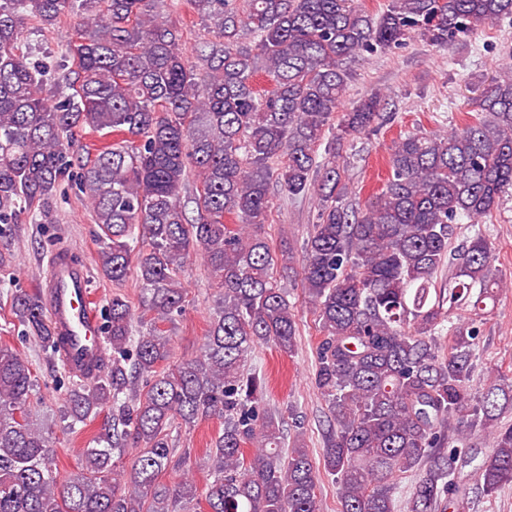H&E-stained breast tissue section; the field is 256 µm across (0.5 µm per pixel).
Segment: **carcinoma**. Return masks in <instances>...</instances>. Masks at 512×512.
Instances as JSON below:
<instances>
[{
    "label": "carcinoma",
    "instance_id": "carcinoma-1",
    "mask_svg": "<svg viewBox=\"0 0 512 512\" xmlns=\"http://www.w3.org/2000/svg\"><path fill=\"white\" fill-rule=\"evenodd\" d=\"M161 2L0 0V224L49 207L74 182L100 228L102 274L116 285L136 276L146 325L134 331L131 304L112 296L98 368L60 410L72 426L107 411L68 477L52 433L33 423L31 365L0 346V512H191L201 499L207 512H319L322 473L335 479L340 512H395V481L406 477L407 512H439L447 497L465 509L512 485V380L471 385L478 323L502 280L482 234L449 250L461 217L490 213L512 189V66L462 127L399 137L385 182L361 205L344 202L336 149L381 116L373 96L336 118L348 63L413 38L445 48L512 19V0H391L376 18L358 0H192L215 33L196 64ZM65 14L80 18L65 50L75 69L53 99L48 67L21 38L26 20ZM85 129L112 142L82 157ZM273 184L319 198L302 288L322 333L320 471L302 444L283 451L266 379L245 371L258 345L298 351L295 306L273 276L280 263L293 269V253L276 254L261 233ZM199 251L217 310L201 353L172 363L163 325L184 307L181 273ZM447 265L451 282L439 288ZM446 304L470 317L449 329L443 353ZM11 307L55 353L40 294L18 289ZM215 417L224 428L205 453V487L188 472L163 484L172 431ZM475 435L493 440L479 459L462 452ZM129 448L125 478L114 458Z\"/></svg>",
    "mask_w": 512,
    "mask_h": 512
}]
</instances>
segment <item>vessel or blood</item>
Wrapping results in <instances>:
<instances>
[{"label":"vessel or blood","instance_id":"obj_1","mask_svg":"<svg viewBox=\"0 0 512 512\" xmlns=\"http://www.w3.org/2000/svg\"><path fill=\"white\" fill-rule=\"evenodd\" d=\"M43 298L65 367L71 375L85 376L102 354L87 267L73 263L69 251L55 252L49 259Z\"/></svg>","mask_w":512,"mask_h":512}]
</instances>
